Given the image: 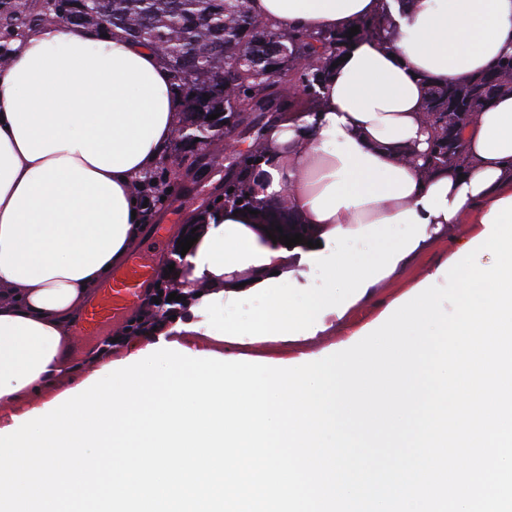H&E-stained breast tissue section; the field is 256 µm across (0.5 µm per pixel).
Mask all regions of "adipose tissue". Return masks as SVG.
Masks as SVG:
<instances>
[{"label": "adipose tissue", "instance_id": "adipose-tissue-1", "mask_svg": "<svg viewBox=\"0 0 512 512\" xmlns=\"http://www.w3.org/2000/svg\"><path fill=\"white\" fill-rule=\"evenodd\" d=\"M280 31H341L390 10L392 42L357 41L331 70L317 109L296 107L264 131V158L248 183L258 214L211 207L181 271L205 292L194 320L160 338L193 347L194 335L299 342L328 317L360 332L349 309L423 251L440 232L473 235L512 197V95L463 130L461 167L427 163L428 87L463 82L512 55V0H252ZM0 66V404L50 396L68 375L69 328L97 286L127 262L142 217L134 185L158 164L181 124L185 99L161 53L115 34L59 22L9 40ZM287 197L308 242L272 241L266 206ZM401 225L404 236H388ZM373 240L372 253L338 251ZM322 271L324 291L297 278ZM225 307L264 296L245 320L215 322Z\"/></svg>", "mask_w": 512, "mask_h": 512}]
</instances>
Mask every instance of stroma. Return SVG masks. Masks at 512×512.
Here are the masks:
<instances>
[{"label": "stroma", "mask_w": 512, "mask_h": 512, "mask_svg": "<svg viewBox=\"0 0 512 512\" xmlns=\"http://www.w3.org/2000/svg\"><path fill=\"white\" fill-rule=\"evenodd\" d=\"M249 146V140L242 138L238 141V149L235 153L226 155L218 152L207 160L185 159L182 174L176 175L171 171L170 159L180 153L181 148L173 143L165 149L155 170L156 176L165 177L169 191L163 204L158 205L151 218L144 221L143 230L147 233L151 232L153 227L159 224L169 229L166 246L157 253L155 265L158 273L167 274L169 282L179 284L181 291L185 294L182 306L177 309V319L191 320L192 311L198 303L197 294L200 287L187 277L169 272V256L180 237L190 232L192 218L204 208L219 205L224 194L225 183L238 171ZM469 237L470 227L466 224L455 225L451 230L444 232L392 277L374 288L371 299L358 305V315L363 320H372L389 303L419 281L430 266L445 259L450 249L462 246ZM343 335V330L336 325L327 330L324 335L301 344L280 341L240 343L229 339L224 343V352L228 355L290 358L296 356L301 350L317 351L336 344L342 341Z\"/></svg>", "instance_id": "35a3bbf8"}]
</instances>
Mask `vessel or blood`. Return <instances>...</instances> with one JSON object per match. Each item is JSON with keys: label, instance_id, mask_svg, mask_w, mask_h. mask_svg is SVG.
Returning a JSON list of instances; mask_svg holds the SVG:
<instances>
[{"label": "vessel or blood", "instance_id": "vessel-or-blood-1", "mask_svg": "<svg viewBox=\"0 0 512 512\" xmlns=\"http://www.w3.org/2000/svg\"><path fill=\"white\" fill-rule=\"evenodd\" d=\"M167 232V227H156L152 236L131 255L127 264L114 269L111 281L100 287L94 303L77 329L78 337L73 346L75 355H84L87 337L98 334L117 318L142 305L157 274L152 255L162 249Z\"/></svg>", "mask_w": 512, "mask_h": 512}]
</instances>
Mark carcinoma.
<instances>
[{
  "instance_id": "cac0c4a2",
  "label": "carcinoma",
  "mask_w": 512,
  "mask_h": 512,
  "mask_svg": "<svg viewBox=\"0 0 512 512\" xmlns=\"http://www.w3.org/2000/svg\"><path fill=\"white\" fill-rule=\"evenodd\" d=\"M251 0H96L95 5H84L83 0H0V31L4 38L21 35L33 25H47L66 21L76 27H95L118 30L128 38L140 32L137 43L155 46L169 44L172 53L165 57L175 83L185 91L188 106L184 123L210 131L214 121L208 116L232 111L224 89L232 87L242 102L258 105L260 114L244 116L241 129L252 139L255 149L243 162L242 169L256 167L263 158L261 141L265 127L272 119L263 114L261 103L266 102L280 113L292 101L280 96L282 77L292 70L295 58L307 55L314 59L310 70L299 76L302 84V106L313 109L321 103L318 88L325 85L332 62L339 59L346 48L363 39L390 40L394 29L387 16L361 19L355 22L359 33H311L306 30L278 32L288 49V57L278 67L248 72L245 66L236 67L233 61L242 57L248 44L262 51L271 28L251 12ZM512 94V55H504L486 73L465 82L433 85L424 102V112L432 117L433 138L429 164L457 166L464 160L461 139L448 144V126L445 117L459 112H479L497 97ZM162 180L147 177L138 187L148 199L145 216H150L160 198ZM224 203L239 208L253 206L244 185L237 176L224 188Z\"/></svg>"
}]
</instances>
